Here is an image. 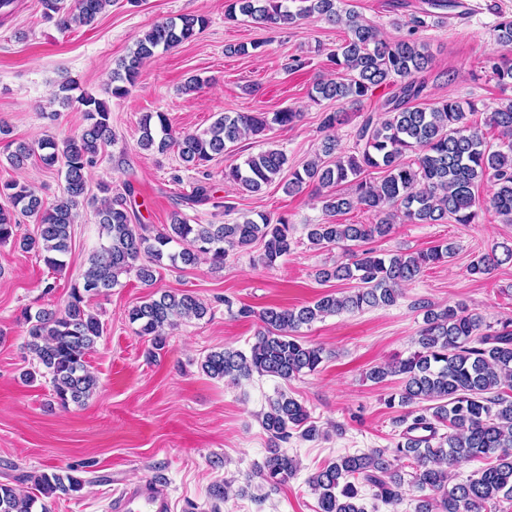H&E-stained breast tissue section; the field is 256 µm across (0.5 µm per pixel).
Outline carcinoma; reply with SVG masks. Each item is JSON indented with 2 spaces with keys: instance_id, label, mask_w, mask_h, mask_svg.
<instances>
[{
  "instance_id": "carcinoma-1",
  "label": "carcinoma",
  "mask_w": 512,
  "mask_h": 512,
  "mask_svg": "<svg viewBox=\"0 0 512 512\" xmlns=\"http://www.w3.org/2000/svg\"><path fill=\"white\" fill-rule=\"evenodd\" d=\"M43 17L56 20L62 30L72 25H89L112 0H74L63 11V0H38ZM227 0L226 15L242 14L267 27L293 24L300 18H318L343 24L350 38L331 54V62L341 76L316 82L309 99L360 105L373 89L396 84L398 91L384 103V117L368 118L355 133L349 150L338 148L328 135L322 153L301 167L288 170V157L269 147L251 154L239 164L224 168V180L242 191L258 193L289 171L284 190L298 192L315 183L328 190L322 196V209L328 214L345 213L362 206L375 214L374 224L320 223L307 225L310 244L320 247L347 242H365L388 235L400 217L413 224H441L451 219L457 224H474L483 206L493 209L503 221L512 223V99L500 104L485 119V125L499 130L501 144H487L481 129L468 124L467 114L476 111L471 101L446 98L429 107L415 104L424 86L415 75L432 61L428 45L419 33L445 23L442 10H455L459 0H428L430 9L412 14L398 24L406 33L394 40L380 38L375 26L350 10L340 9L343 0ZM207 25V18L181 14L154 24L135 43L129 54L112 70V96L120 98L134 86L143 64L161 52L193 40ZM496 42L512 50V15L499 16L494 26ZM492 76L503 87L512 86V65H490ZM84 106L86 127L80 135L62 141L46 136L33 146L20 142L9 151L7 161L24 167L35 151L46 168H63V195L49 206L26 182L0 183V197L9 206L0 207V244L16 240L26 252H34L51 268L61 270L70 253L74 209L87 193V174L96 163L99 148L112 137L107 104L91 94L78 97ZM301 113L283 109L266 112H234L220 115L205 131L174 134L164 113H147L140 120L139 146L165 153L177 148L181 162L199 168L223 155L243 137L259 135L274 125L295 124ZM416 154L413 162L406 161ZM382 169L384 178L372 182L366 173ZM489 181L492 195L481 201L473 188ZM35 217L38 235L16 236V213ZM96 217L106 242L88 258L82 280L72 285L69 300L61 311L26 310L27 345L38 368L24 374L33 382L48 375L62 406L83 404L96 391L98 381L86 368L85 359L104 332L98 314L88 299L105 295L119 284V276L136 271L138 279L150 286L163 259L171 264L193 265L204 258L222 267L229 252L263 243L260 261L267 267L290 254L293 225L288 217L272 218L258 213L232 224H191L174 215L165 228L151 232L146 224H134L124 198H106L96 207ZM178 244L181 249L172 250ZM502 253H487L473 260L469 273L478 277L496 266L512 261V245H501ZM454 246L443 242L413 253H378L364 250L348 262L338 261L317 272L329 281L354 280V291L328 294L314 304L299 309L266 307L259 312L248 307L238 311L241 318H257L262 329L249 353L232 348L208 353L200 369L212 379L237 381L257 373L290 380L317 371L324 349L295 336L305 325L342 311H360L392 305L397 287L414 281L430 265L448 263ZM208 308L190 293L162 292L133 307L129 322L137 325L136 335L151 338L152 347L166 346V329L185 318H203ZM483 318L464 306L436 310L425 307L423 326L415 341L416 349L404 359L374 366L365 377L375 383L389 376L402 379L401 391L391 394L386 405L408 408L399 420L405 425L388 448L345 454L311 474L308 485L316 495V512H366L362 488L372 490V498L386 505L402 503L404 476L399 462L406 459L413 469V483L429 489L434 497L420 501L416 512H485L486 505L500 498L512 500V323L489 333L482 331ZM423 401L425 408L418 407ZM305 406L285 393L270 402L262 425L273 444L256 474L270 490L276 491L293 478L297 460L282 451L293 432L313 440L320 431L309 422ZM446 427L448 432L440 433ZM483 459L486 466L462 483H453L448 467L462 461ZM82 468L69 467L65 473L43 472L34 476L41 496H75L84 487ZM49 512L48 504L0 484V512Z\"/></svg>"
}]
</instances>
